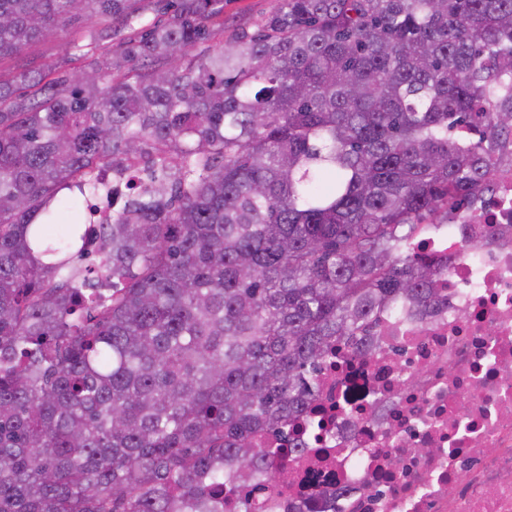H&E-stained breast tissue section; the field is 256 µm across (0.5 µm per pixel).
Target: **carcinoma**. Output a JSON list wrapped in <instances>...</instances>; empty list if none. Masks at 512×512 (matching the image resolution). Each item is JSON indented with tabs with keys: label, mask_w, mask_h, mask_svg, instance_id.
Returning <instances> with one entry per match:
<instances>
[{
	"label": "carcinoma",
	"mask_w": 512,
	"mask_h": 512,
	"mask_svg": "<svg viewBox=\"0 0 512 512\" xmlns=\"http://www.w3.org/2000/svg\"><path fill=\"white\" fill-rule=\"evenodd\" d=\"M78 19L74 77L26 58ZM222 35L224 0H0V512H224L333 341L438 299L413 249L512 136V0Z\"/></svg>",
	"instance_id": "obj_1"
}]
</instances>
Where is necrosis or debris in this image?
I'll list each match as a JSON object with an SVG mask.
<instances>
[{
	"mask_svg": "<svg viewBox=\"0 0 512 512\" xmlns=\"http://www.w3.org/2000/svg\"><path fill=\"white\" fill-rule=\"evenodd\" d=\"M419 250L462 254L440 301L332 345L265 512H512V156Z\"/></svg>",
	"mask_w": 512,
	"mask_h": 512,
	"instance_id": "1",
	"label": "necrosis or debris"
}]
</instances>
